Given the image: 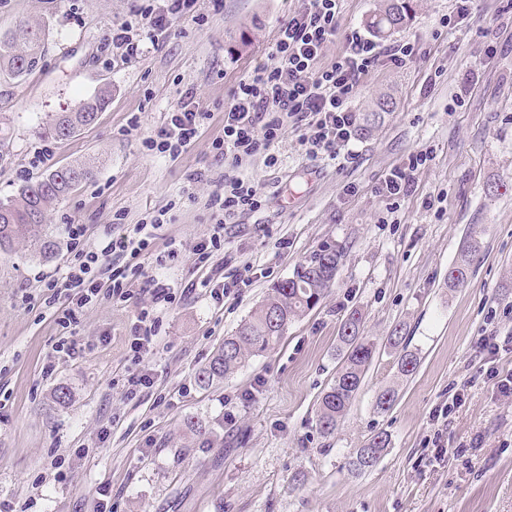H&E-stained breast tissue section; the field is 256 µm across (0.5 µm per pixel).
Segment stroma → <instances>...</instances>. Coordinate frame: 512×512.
Listing matches in <instances>:
<instances>
[{
  "label": "stroma",
  "mask_w": 512,
  "mask_h": 512,
  "mask_svg": "<svg viewBox=\"0 0 512 512\" xmlns=\"http://www.w3.org/2000/svg\"><path fill=\"white\" fill-rule=\"evenodd\" d=\"M306 0H200V19L182 18L139 58L114 56L113 27L142 21L153 0H0V36L25 22L45 34L42 65L16 77L0 70V199L53 166L93 171L50 213L55 257L20 248L0 253V512H512V399L486 375L480 347L492 331L512 333V0H472L470 16L443 28L454 0H415L411 20L383 38L411 42L420 58L397 67L380 57L354 103L358 117L391 99L379 125L357 127L349 157L306 155L297 132L280 143L278 162L239 168L263 199L260 211L224 226V271H256L240 298L216 300L193 250L207 240L209 193L226 166L211 142L224 134V106L239 78L269 62L279 27ZM380 0H340L335 61L352 31L368 33ZM497 54L486 59L487 46ZM110 100L97 123L66 141L42 136L50 116L100 90ZM210 112L200 139L177 160L143 146L186 90ZM137 126H130V117ZM432 149L414 192L392 208L382 175L407 156ZM192 195H183L184 187ZM169 209L132 299L104 300L72 327L83 357L55 353L60 331L46 307L45 281L60 278L70 254L66 226L86 225V244L148 212ZM481 249L467 282L445 285L469 231ZM287 249H277L279 240ZM345 249L336 284L292 322L272 349L231 378L202 389L196 373L224 337L323 243ZM181 251L155 262L168 245ZM181 291L162 314L159 342L143 363L153 385L128 397L139 366L126 343L145 298L143 278ZM30 302H22V294ZM362 314L364 335L388 336L404 324L419 364L400 373L395 354L375 356L334 434H320L318 400L336 375L339 325ZM53 372H45L46 362ZM394 388L393 408L378 413L379 392ZM69 392L57 404V389ZM453 409L433 422L445 404ZM195 417L207 442L188 437ZM390 444L367 472L348 470L351 453L377 430ZM61 462L64 482L54 480Z\"/></svg>",
  "instance_id": "35a3bbf8"
}]
</instances>
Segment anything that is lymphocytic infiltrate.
<instances>
[{
  "mask_svg": "<svg viewBox=\"0 0 512 512\" xmlns=\"http://www.w3.org/2000/svg\"><path fill=\"white\" fill-rule=\"evenodd\" d=\"M338 4L339 0H307L279 27L271 63L258 64L239 79L224 107V134L212 143L216 156L225 163L235 167L260 155L266 165H275L276 149L292 128L300 130V143L307 153L336 158L353 138L357 114L352 103L380 56H389L399 65L418 58L415 44L384 50L355 31L336 61L320 66L326 47L336 37ZM207 118L195 92H186L170 108L164 126L146 138L143 146L149 152L178 159L200 137ZM429 159L423 150L410 154L384 174L380 192L396 201L408 196L416 171ZM207 206L214 219L213 231L207 241L197 245L194 262L214 270L218 267L215 255L224 247L227 221L244 211H260L262 199L249 179L228 176L210 193ZM167 221L163 210L146 216L112 234L95 252L84 248V225H68L72 262L62 278L46 284L47 304L55 309L56 324L70 328L84 308L103 299L126 303L130 280L142 271L140 259ZM146 293L148 299L138 309L128 338L129 357L137 364L143 362L160 332L161 312L176 301L173 288L158 281Z\"/></svg>",
  "mask_w": 512,
  "mask_h": 512,
  "instance_id": "f902f5d3",
  "label": "lymphocytic infiltrate"
}]
</instances>
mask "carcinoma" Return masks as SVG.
<instances>
[{"label":"carcinoma","instance_id":"carcinoma-1","mask_svg":"<svg viewBox=\"0 0 512 512\" xmlns=\"http://www.w3.org/2000/svg\"><path fill=\"white\" fill-rule=\"evenodd\" d=\"M412 11L413 0H382L381 8L369 17L367 24L376 35L387 37L412 18ZM44 38L45 32L37 24H27L15 34L1 36L0 69L18 77L32 74L41 62ZM108 100L109 95L104 91L69 111L56 113L44 128V134L59 140L75 136L94 122ZM91 177V169L81 163L63 166L24 184L15 197L0 200V253L11 252L21 244L33 247L43 258L52 257L57 242L47 230L48 212ZM479 250L480 242L472 235L467 236L448 269L447 287L457 288L466 282ZM343 257V247L326 243L292 276L274 284L264 302L234 334L224 337L208 362L199 368L197 381L200 387L207 389L230 377L249 356L264 352L277 343L288 324L315 308L334 285ZM361 322L362 314L355 309L340 324L341 363L333 383L320 398L316 423L319 432L326 436L333 434L344 418L378 348L376 341L360 334ZM386 342L398 353L399 371L404 375L413 373L419 358L408 349L402 328H394ZM389 443L388 433L378 431L373 434L368 448H359L350 457V471L359 474L373 467Z\"/></svg>","mask_w":512,"mask_h":512}]
</instances>
